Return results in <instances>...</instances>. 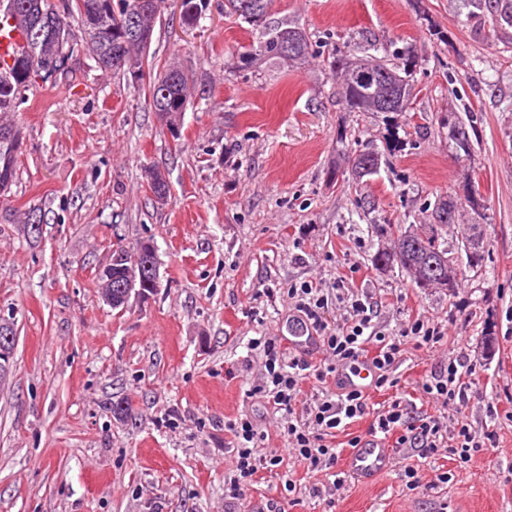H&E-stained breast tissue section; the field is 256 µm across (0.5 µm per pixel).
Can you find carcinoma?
I'll return each instance as SVG.
<instances>
[{
    "mask_svg": "<svg viewBox=\"0 0 512 512\" xmlns=\"http://www.w3.org/2000/svg\"><path fill=\"white\" fill-rule=\"evenodd\" d=\"M97 0H69L67 25L72 30L71 40L63 45L55 42H40L27 45L24 54L28 57V65L23 71L11 66L0 72V130L13 129L9 115L17 111L24 100V92L34 85L28 75L37 72L43 59L58 56L59 65L74 55L82 52L91 54L89 41L104 39L113 43V50H120L124 55L144 64L146 54L134 41L120 44V36L115 28L136 19L145 28H155L159 16L142 15L139 12L138 0H118L117 12L107 16L100 11L82 12L81 5H89ZM189 10L182 16L184 24H194L206 11L207 0H188ZM245 0H224L226 13L238 17L243 22L263 28V40L250 49V55L239 58L240 66L249 67L253 64L273 60H296L311 54L312 42L308 35L296 26L283 23L277 26L266 24V15L272 0H255L254 10L246 12L242 8ZM477 8L485 12L496 26L512 27V0H470ZM295 46L293 53H284V45ZM326 65L334 74L342 77L341 90L346 109L350 112H404L410 96V78L415 59L399 52L393 58L366 62L360 57L341 52L333 53L326 59ZM160 79L154 78L149 83L148 96L150 106L156 115L163 112L179 111V102L189 99V80L187 75L180 74L179 83L168 95H163L164 87L159 85ZM448 134L458 148L468 151L470 144L468 134L458 121H444ZM378 153L361 151L347 156V170L352 179L359 181L366 176L377 173ZM453 200H440L434 204L430 213L429 223L409 225L399 231L390 247L379 250L375 262L381 267L396 266L410 276L416 287L451 289L456 286L459 275V257L448 250L447 243L442 240L441 231L448 223L441 221V213L456 207ZM153 248L150 242H140L133 246H118L112 252V275L123 280L130 290L141 287V281L128 276L134 267L135 255L144 249ZM479 252L466 256V268H478Z\"/></svg>",
    "mask_w": 512,
    "mask_h": 512,
    "instance_id": "carcinoma-1",
    "label": "carcinoma"
}]
</instances>
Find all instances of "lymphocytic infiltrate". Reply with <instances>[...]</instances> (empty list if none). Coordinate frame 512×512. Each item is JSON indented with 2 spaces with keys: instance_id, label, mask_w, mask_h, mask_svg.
<instances>
[{
  "instance_id": "lymphocytic-infiltrate-1",
  "label": "lymphocytic infiltrate",
  "mask_w": 512,
  "mask_h": 512,
  "mask_svg": "<svg viewBox=\"0 0 512 512\" xmlns=\"http://www.w3.org/2000/svg\"><path fill=\"white\" fill-rule=\"evenodd\" d=\"M288 298L297 314L315 333L329 359L315 365L305 359L286 357L274 339H252V346L263 351L265 374L252 386L250 393L263 399L275 411L287 415L288 454L257 457L254 448L258 432L253 422L242 418L228 423L227 429L233 434L236 446L234 474L224 483L225 498L240 499L259 469L279 468L288 456L307 471L331 478L333 488H342L347 475L339 467L341 449L335 448L331 439L337 431L367 414L371 415L372 421L366 436L393 442L398 448L421 449L426 458L443 450L465 464L493 443V434L476 436L462 415L454 418L452 431L446 432L435 417H409L396 399L382 409L373 411L369 408L372 392L398 388L400 380L395 377L394 368L407 342L431 349L445 340L444 329L433 319H415L402 329L400 335L388 336L375 329L371 307L362 299H349L348 318L344 323L332 326L325 319L328 302L312 285L304 283L289 288ZM362 363L370 364L375 371L372 391L351 389L338 383L335 392L323 393L321 398L307 405L304 419H294L295 406L306 379L312 377L324 384L337 379L340 369H353ZM472 371V366L462 361H449L447 368L423 382L422 389L445 405L455 404L464 400L465 377ZM363 437L352 436L346 446L359 447Z\"/></svg>"
}]
</instances>
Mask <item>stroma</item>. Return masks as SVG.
<instances>
[{
  "label": "stroma",
  "mask_w": 512,
  "mask_h": 512,
  "mask_svg": "<svg viewBox=\"0 0 512 512\" xmlns=\"http://www.w3.org/2000/svg\"><path fill=\"white\" fill-rule=\"evenodd\" d=\"M266 21L304 29L312 56L241 69L258 33L225 15L224 0H208L190 28L163 8L146 69L176 63L191 79L179 140L160 126L146 83L82 54L12 115L21 149L0 193V317L17 334L0 385V512H512V28L465 0H273ZM404 49L416 60L408 110L347 111L324 57ZM448 114L469 151L442 130ZM368 149L381 156L378 173L344 180V154ZM154 168L169 186L162 204L148 185ZM448 196L459 202L442 232L449 247L469 225L485 228L478 272L451 292L377 269L398 228L427 223ZM147 239L160 287L112 310L98 272L114 245ZM304 282L327 297L331 324L358 295L386 335L419 316L445 325L443 345H406L399 390L372 401L451 417L458 410L422 382L449 360L476 361L460 411L497 448L465 466L397 448L371 484L351 479L332 493L298 465L262 470L241 499L225 500L226 422H253L258 455L287 446L280 414L249 394L263 356L248 341L287 344V291ZM117 402L131 419L114 417ZM406 463L419 465L423 488L406 489ZM444 472L451 481L437 484Z\"/></svg>",
  "instance_id": "35a3bbf8"
}]
</instances>
